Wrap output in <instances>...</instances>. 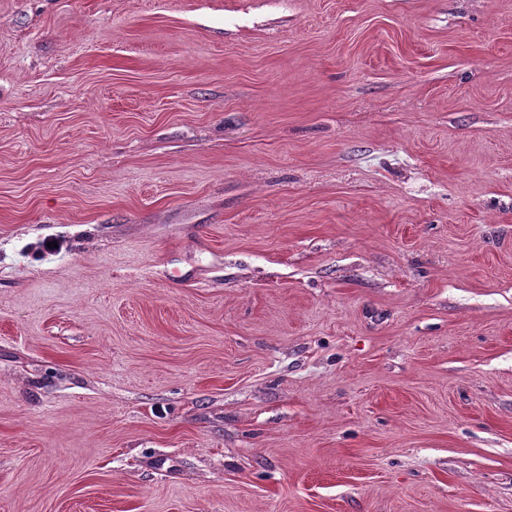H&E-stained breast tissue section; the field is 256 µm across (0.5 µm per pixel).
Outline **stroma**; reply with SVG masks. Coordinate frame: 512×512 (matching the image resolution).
<instances>
[{
	"label": "stroma",
	"instance_id": "stroma-1",
	"mask_svg": "<svg viewBox=\"0 0 512 512\" xmlns=\"http://www.w3.org/2000/svg\"><path fill=\"white\" fill-rule=\"evenodd\" d=\"M0 512H512V0H0Z\"/></svg>",
	"mask_w": 512,
	"mask_h": 512
}]
</instances>
